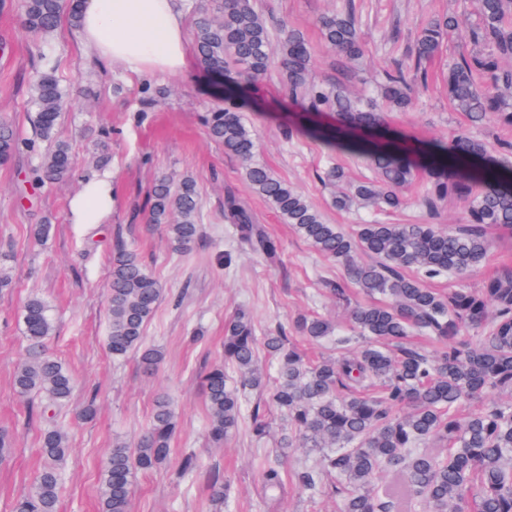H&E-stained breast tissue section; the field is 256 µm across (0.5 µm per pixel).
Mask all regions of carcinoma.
Masks as SVG:
<instances>
[{
	"label": "carcinoma",
	"mask_w": 512,
	"mask_h": 512,
	"mask_svg": "<svg viewBox=\"0 0 512 512\" xmlns=\"http://www.w3.org/2000/svg\"><path fill=\"white\" fill-rule=\"evenodd\" d=\"M84 0H22L26 31H52L68 15L78 26ZM324 42L341 57L362 54L355 4L320 20ZM465 30L455 15L432 19L416 40L410 71L385 76L380 97L398 111L412 103L413 85L427 81L422 65L444 42ZM487 50L462 54L448 67V102L474 124L495 120L512 129V69L498 59L512 56V0H479L478 26L471 31ZM196 57L205 69L224 77V110L207 118L212 140L244 165L251 191L323 258L335 262L346 279L374 303L350 310V334L336 337L338 355L305 359L285 327L260 333L241 306L224 324V364L204 376L208 434L212 443L233 437L250 418V437L261 443L271 430L261 403L246 408V390H268L269 403L282 415L288 433L275 457L260 463L261 498L278 501L287 493V450L305 448L317 456L295 474L296 490L309 498L324 487L341 512H512V264L497 269L479 289L466 276L487 259L493 235L512 239V139L489 148L464 133L450 141L406 150L388 132L383 112L365 106L336 87L312 81L313 58L304 36L282 26L272 43L268 22L255 0H209L196 22ZM278 63L290 100L306 112H328L336 124L319 130L331 151L353 150L374 172L352 193L335 197L339 210L359 199L381 212L400 208L402 192L421 176L430 191L421 205L431 214L451 197L466 207V220L446 229L437 224H359L348 232L326 223L322 213L288 182L254 161L255 133L238 110L239 85L269 75ZM65 104L52 71L32 83V123L49 144L37 176L52 182L73 171L70 145L58 138ZM18 146L12 125L0 122V162ZM149 218L164 225L171 248L186 252L196 243L200 199L191 176L157 178L149 193ZM224 222L239 242L266 262L279 261L278 245L255 223L252 211L229 191ZM364 252L372 262L361 263ZM448 278V291L425 281ZM164 288L139 256L124 248L112 256L107 348L114 358L137 354L146 369L163 353L144 346V331ZM26 356L14 376L22 397L43 396L40 416H56L67 406L74 380L61 361L47 353L55 331L48 303L29 297L22 311ZM294 331L310 341L333 337L335 326L320 315L301 316ZM480 332L473 345L465 336ZM421 333L437 344L434 355L420 352L409 337ZM354 342L358 349H351ZM482 400L463 416L460 408ZM176 429L171 399L155 400L148 430L131 445L115 441L98 488V512H130L133 476L163 465ZM43 466L31 489L16 498L13 512H58L59 466L69 453L68 438L50 428L41 439ZM211 500L229 504L231 484L218 470L209 475Z\"/></svg>",
	"instance_id": "cac0c4a2"
}]
</instances>
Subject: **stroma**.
Wrapping results in <instances>:
<instances>
[{
    "mask_svg": "<svg viewBox=\"0 0 512 512\" xmlns=\"http://www.w3.org/2000/svg\"><path fill=\"white\" fill-rule=\"evenodd\" d=\"M360 19L363 56L340 58L322 40L320 17L343 0H257L270 26L288 22L301 32L314 61L313 74L324 84L343 79L352 97L377 96L386 72L409 67L418 30L437 16L455 14L467 26L478 21L477 0H354ZM22 0H0V121L17 132L19 147L0 164V264L10 287L0 288V434L8 448L0 452V512H12L15 499L37 474L40 441L48 424L30 415L16 398L13 376L27 342L22 304L38 296L52 308L56 333L49 352L77 380L72 399L57 421L69 433L70 452L60 471L59 512H98L101 464L113 440L137 442L150 425L154 401L168 395L177 413V433L166 464L138 473L131 512H215L206 474L219 469L233 484L231 512H266L258 480L259 457L274 453L271 443L252 442L240 430L224 447L207 437L203 375L223 353L224 322L237 308L248 307L258 330L290 323L300 315L332 319L338 331L349 326L346 305L326 291L343 269L318 255L278 214L253 195L240 163L211 140L207 113L224 105V80L192 64L188 77H133L120 67L99 63L69 22L46 36L22 26ZM468 39L447 41L427 68L434 79L419 89L412 104L388 114L390 130L405 140L433 143L465 132L493 141L501 126L471 125L448 104L441 75L459 54L471 52ZM50 59H42V52ZM54 67L68 99L58 134L75 158L74 174L53 185L32 175L47 149L37 139L30 114V79ZM243 113L257 133V160L288 181L331 224L352 228L376 220V212L356 205H333L336 187L324 183L330 163L344 167L348 183L371 177L355 153L329 155L314 125L325 115L301 111L287 102L277 76L248 82ZM112 176V213L99 224H75L70 204L90 177ZM196 177L201 202V237L186 253L173 251L160 225L149 223L148 195L162 175ZM237 193L258 223L281 244V263L268 265L238 243L224 222V194ZM421 182L406 189L407 203L381 216L389 224L462 223L464 206L444 200L436 214L418 204ZM51 227L48 240L36 242L37 225ZM135 250L162 284L165 295L145 331L147 345L161 348L164 359L152 371L137 356L116 360L105 350L106 298L112 254L117 243ZM94 404L93 417L81 410ZM196 453L200 468L190 478L179 474L185 453Z\"/></svg>",
    "mask_w": 512,
    "mask_h": 512,
    "instance_id": "1",
    "label": "stroma"
}]
</instances>
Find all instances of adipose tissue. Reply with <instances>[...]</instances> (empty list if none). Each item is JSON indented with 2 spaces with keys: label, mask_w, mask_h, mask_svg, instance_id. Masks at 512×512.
Here are the masks:
<instances>
[{
  "label": "adipose tissue",
  "mask_w": 512,
  "mask_h": 512,
  "mask_svg": "<svg viewBox=\"0 0 512 512\" xmlns=\"http://www.w3.org/2000/svg\"><path fill=\"white\" fill-rule=\"evenodd\" d=\"M79 33L99 59L133 75H182L190 66L183 0H86ZM112 212V177L89 179L71 205L76 224Z\"/></svg>",
  "instance_id": "adipose-tissue-1"
}]
</instances>
